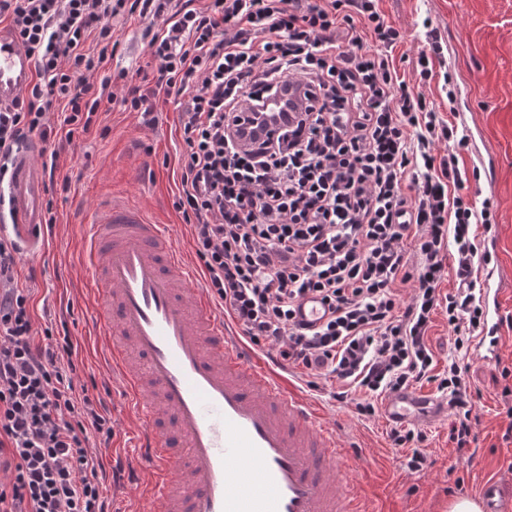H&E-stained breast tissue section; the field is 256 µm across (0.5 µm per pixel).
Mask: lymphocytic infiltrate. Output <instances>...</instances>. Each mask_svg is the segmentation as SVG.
Masks as SVG:
<instances>
[{
    "label": "lymphocytic infiltrate",
    "instance_id": "f902f5d3",
    "mask_svg": "<svg viewBox=\"0 0 512 512\" xmlns=\"http://www.w3.org/2000/svg\"><path fill=\"white\" fill-rule=\"evenodd\" d=\"M379 2L0 0L38 76L0 105V179L35 136L53 142L42 168L55 173L101 111L156 127L164 96L180 114L175 207L206 289L243 335L362 417L376 399L437 383L462 450L477 434L460 359L484 324L474 272L492 259L473 227L491 229L496 210L463 196L467 130L424 93L440 36L426 31L407 83L392 56L404 35ZM131 17L155 84L101 73L121 46L113 21ZM19 254L0 237V512H110L124 464L105 467L87 446L91 431L111 442L108 407L68 376L69 336L37 331ZM450 272L458 286L445 294ZM310 296L329 313L317 327L295 316ZM440 309L456 352L442 373L428 336Z\"/></svg>",
    "mask_w": 512,
    "mask_h": 512
}]
</instances>
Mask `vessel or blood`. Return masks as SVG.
<instances>
[{
    "label": "vessel or blood",
    "mask_w": 512,
    "mask_h": 512,
    "mask_svg": "<svg viewBox=\"0 0 512 512\" xmlns=\"http://www.w3.org/2000/svg\"><path fill=\"white\" fill-rule=\"evenodd\" d=\"M34 60L0 28V104L29 86ZM23 239L43 226V182L32 151L14 159L6 189ZM89 242L101 340L144 433L139 491L161 512H364L335 427L290 377L256 354L188 268L160 225L123 202L103 208ZM501 281L488 273L480 341L497 355ZM421 398L400 394L385 413L404 422Z\"/></svg>",
    "instance_id": "obj_1"
}]
</instances>
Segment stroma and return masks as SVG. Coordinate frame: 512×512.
<instances>
[{
  "instance_id": "obj_1",
  "label": "stroma",
  "mask_w": 512,
  "mask_h": 512,
  "mask_svg": "<svg viewBox=\"0 0 512 512\" xmlns=\"http://www.w3.org/2000/svg\"><path fill=\"white\" fill-rule=\"evenodd\" d=\"M386 20L402 30L405 40L394 51L401 74L411 76L412 62L434 27L447 47L445 64L457 80L455 100H448L440 83L428 94L440 112L455 111L470 137L463 155L466 168H479V179L468 180L466 194L474 202L492 198L497 224L492 239L499 247L490 265L500 269L507 298L501 308L497 358L486 361L471 352L470 379L478 441L458 451L448 439V394L436 384L424 385L423 395L434 400L429 412L411 421L426 440L425 470L406 465V450L391 448V429L384 414L357 416L350 407L299 381L302 394L322 406L326 420L335 425L342 443L353 456L348 475L361 491L369 512H448L451 498H474L481 483L496 479L505 508L512 512V443L502 438L512 424V395L503 396V367L512 365V0H381ZM142 24L134 19L115 26L124 50L107 64L109 72L139 69L155 81L141 40ZM155 130L141 126L136 113L118 110L102 114L90 133L75 138L61 152L57 179L69 182L67 191H54L56 222L38 244L21 251V281L30 288L37 328L54 335L69 334L78 346L77 382L106 391L114 422L109 459L133 463L139 453L141 423L127 409L119 381L104 351L97 347L96 300L93 272L86 249L91 226L100 207L111 200L143 208L165 225L176 245L193 255L190 226L175 206L177 193L178 112L173 104H160Z\"/></svg>"
}]
</instances>
